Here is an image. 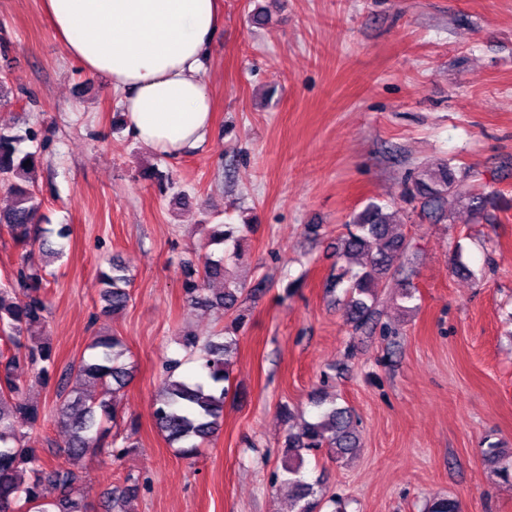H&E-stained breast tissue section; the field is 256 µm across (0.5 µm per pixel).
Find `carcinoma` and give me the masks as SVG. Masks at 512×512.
I'll return each instance as SVG.
<instances>
[{
  "label": "carcinoma",
  "instance_id": "carcinoma-1",
  "mask_svg": "<svg viewBox=\"0 0 512 512\" xmlns=\"http://www.w3.org/2000/svg\"><path fill=\"white\" fill-rule=\"evenodd\" d=\"M34 132L21 136L9 127L0 128V179L10 195L8 206L0 209V233L7 234L21 249L20 269L13 283L0 288V512H85L79 497L81 476L61 464L47 465L31 448L25 425L40 419V409L25 397L30 381L45 382L55 363L50 343L44 339L22 338L34 328L44 325L49 302L46 288V258L59 254L48 240L52 230L43 226L37 202L33 173L38 162L33 152L20 149L23 140H31ZM31 164H26V161ZM409 202L416 203L423 214L436 223L448 221L461 204L479 213L496 203L495 191H478L455 180L448 162L428 166L411 177L404 189ZM393 221L387 208L370 202L350 215L343 235L336 244V256L353 259L365 256L368 262L359 270L342 267L333 284L347 283L345 319L354 331H371L381 326L384 334L391 328L380 324L378 288L389 275L408 279L416 273L410 258L406 237L392 231ZM240 228L219 224L210 229L207 244H221L235 238ZM226 257L207 254L202 269H187L183 288L191 304L197 308H218L234 315L224 328L223 341L195 336L183 339V346L198 353L199 369L188 377L175 378L180 361L169 363V374L155 399L157 427L169 441L180 444L178 452L191 457L222 426L224 400L229 394L230 365L236 339L233 335L243 323L238 314L241 285L224 284L218 293L207 285L224 280ZM101 285L100 313L110 317L126 309L130 301V276L125 266L110 263L109 270L99 271ZM94 354L81 359L71 368L76 380L99 386L96 396L75 391L59 404L58 415L66 429V455L72 461L83 459L96 448H114L117 437L107 427L117 422V398L120 389L131 378L125 363L127 352L122 337L98 336L90 345ZM317 418L291 427L285 437L284 454L288 464L285 483L291 492L296 512H319L316 484L306 481L301 473L304 454L322 449L338 459L355 453L359 439L350 411L334 401L319 398ZM57 491L51 501L44 500V486Z\"/></svg>",
  "mask_w": 512,
  "mask_h": 512
}]
</instances>
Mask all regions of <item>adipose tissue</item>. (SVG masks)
I'll return each instance as SVG.
<instances>
[{"instance_id":"obj_1","label":"adipose tissue","mask_w":512,"mask_h":512,"mask_svg":"<svg viewBox=\"0 0 512 512\" xmlns=\"http://www.w3.org/2000/svg\"><path fill=\"white\" fill-rule=\"evenodd\" d=\"M69 57L122 91L128 129L164 155L199 148L213 127L199 78L224 0H44Z\"/></svg>"}]
</instances>
